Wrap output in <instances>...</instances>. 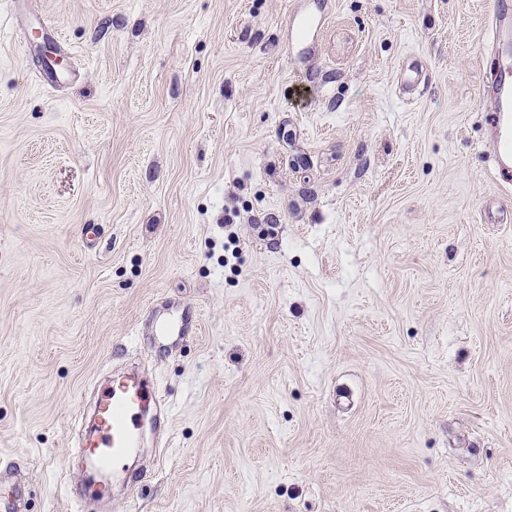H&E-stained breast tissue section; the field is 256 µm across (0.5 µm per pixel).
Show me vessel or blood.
<instances>
[{
    "label": "vessel or blood",
    "instance_id": "1",
    "mask_svg": "<svg viewBox=\"0 0 512 512\" xmlns=\"http://www.w3.org/2000/svg\"><path fill=\"white\" fill-rule=\"evenodd\" d=\"M487 34L501 64L483 94L491 103L494 169L508 185L512 183V0H494ZM160 403L150 379L142 374L126 375L102 387L96 400L97 426L80 448L89 465L101 472L118 471L139 446L143 411Z\"/></svg>",
    "mask_w": 512,
    "mask_h": 512
}]
</instances>
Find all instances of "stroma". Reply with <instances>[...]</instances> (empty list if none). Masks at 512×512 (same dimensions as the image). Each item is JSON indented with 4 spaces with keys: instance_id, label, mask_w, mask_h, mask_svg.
Segmentation results:
<instances>
[{
    "instance_id": "1",
    "label": "stroma",
    "mask_w": 512,
    "mask_h": 512,
    "mask_svg": "<svg viewBox=\"0 0 512 512\" xmlns=\"http://www.w3.org/2000/svg\"><path fill=\"white\" fill-rule=\"evenodd\" d=\"M490 3L0 0V506L512 512ZM131 364L169 437L75 504Z\"/></svg>"
}]
</instances>
